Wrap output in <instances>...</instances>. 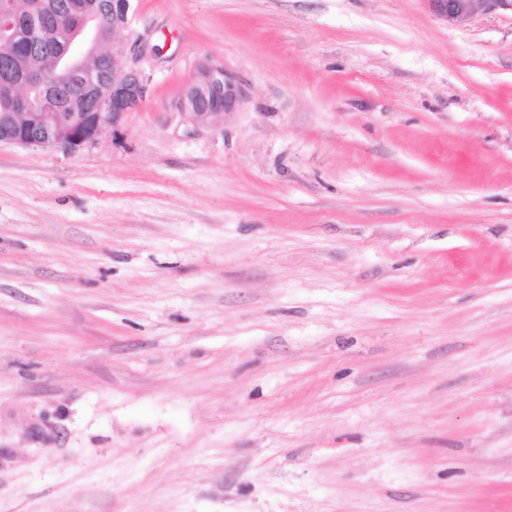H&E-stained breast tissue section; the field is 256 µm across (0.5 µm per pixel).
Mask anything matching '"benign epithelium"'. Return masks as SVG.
Returning <instances> with one entry per match:
<instances>
[{"label": "benign epithelium", "instance_id": "7a95c632", "mask_svg": "<svg viewBox=\"0 0 512 512\" xmlns=\"http://www.w3.org/2000/svg\"><path fill=\"white\" fill-rule=\"evenodd\" d=\"M436 11L453 23L479 12L511 11L512 0H431ZM42 8L55 14H79L77 27L86 35L57 50L44 40L43 30L30 29L28 38L16 41L15 27L30 17L34 6L28 0H0V49L54 56L62 80L48 82L32 72L23 79L4 81L0 89L13 102L15 112L0 121V145L49 148L75 154L93 146L101 132L118 126L147 97L151 76L142 66L150 54L148 36L131 32V0H112V24L102 11L71 0H43ZM133 37L130 51L116 50L96 67L89 57L120 33ZM245 92L224 65L207 61L175 102L178 113L194 122L214 125L243 101Z\"/></svg>", "mask_w": 512, "mask_h": 512}]
</instances>
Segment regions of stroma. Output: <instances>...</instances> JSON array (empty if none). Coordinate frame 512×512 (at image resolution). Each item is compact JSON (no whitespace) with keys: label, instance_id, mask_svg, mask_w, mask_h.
<instances>
[{"label":"stroma","instance_id":"obj_1","mask_svg":"<svg viewBox=\"0 0 512 512\" xmlns=\"http://www.w3.org/2000/svg\"><path fill=\"white\" fill-rule=\"evenodd\" d=\"M132 12L143 105L0 146V512H512V13ZM245 92L223 64L207 61L175 102L178 113L194 122L215 125L243 101Z\"/></svg>","mask_w":512,"mask_h":512}]
</instances>
